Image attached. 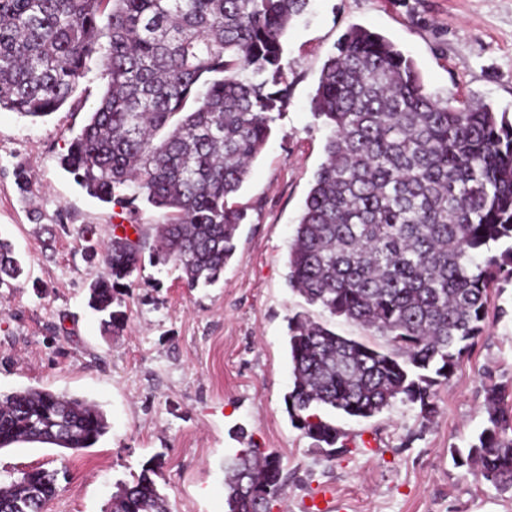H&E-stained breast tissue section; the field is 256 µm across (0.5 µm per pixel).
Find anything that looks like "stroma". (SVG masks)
<instances>
[{
  "instance_id": "35a3bbf8",
  "label": "stroma",
  "mask_w": 512,
  "mask_h": 512,
  "mask_svg": "<svg viewBox=\"0 0 512 512\" xmlns=\"http://www.w3.org/2000/svg\"><path fill=\"white\" fill-rule=\"evenodd\" d=\"M359 25L413 60L426 90L483 101L512 118V0H311L283 39L288 106L233 199L244 208L236 252L220 281L187 287L173 263L143 252L132 286H117L120 327L104 332L86 305L102 272L84 256L85 232L108 241L116 222L151 233L162 214L144 202L104 204L61 165L98 99L93 55L74 96L37 120L0 111V239L26 264L0 288V393L45 388L97 404L110 428L93 447L47 444L0 450V477L63 470L45 512H103L118 482L157 459L169 512H225L224 464L247 445L269 448L288 477L273 512H512V496L457 468L486 417L484 387L512 386V280L490 289L478 345L437 391V411L393 401L359 421L334 414L346 434L335 457L294 428L288 320L303 313L375 346L384 337L328 318L288 286V247L329 134L310 101L335 44Z\"/></svg>"
}]
</instances>
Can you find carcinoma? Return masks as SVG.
I'll use <instances>...</instances> for the list:
<instances>
[{
    "label": "carcinoma",
    "mask_w": 512,
    "mask_h": 512,
    "mask_svg": "<svg viewBox=\"0 0 512 512\" xmlns=\"http://www.w3.org/2000/svg\"><path fill=\"white\" fill-rule=\"evenodd\" d=\"M310 0H0V110L32 119L74 94L106 37L105 89L61 159L87 194L142 200L165 217L153 254L188 287L213 284L232 258L242 188L288 102L282 39ZM329 129L288 252V285L310 305L386 337L380 349L302 315L288 325L291 424L328 456L346 437L319 411L370 419L392 401L436 413L476 346L488 294L512 280V121L479 101L429 94L389 39L354 26L325 61L311 100ZM500 252L487 254L491 246ZM144 232L113 234L88 306L115 327V284ZM23 264L0 240V286ZM486 420L455 465L512 494V391L485 389ZM109 429L83 398L0 393V448L94 446ZM150 459L117 485L106 512H168ZM39 491L27 495L29 487ZM287 486L278 455L242 448L224 467L227 512H271ZM58 472L0 483V512H43Z\"/></svg>",
    "instance_id": "obj_1"
}]
</instances>
